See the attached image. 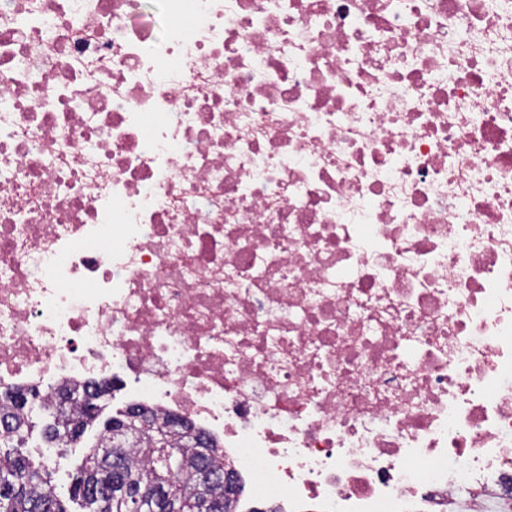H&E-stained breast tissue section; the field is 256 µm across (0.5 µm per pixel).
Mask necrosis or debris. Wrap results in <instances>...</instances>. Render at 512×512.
<instances>
[{"instance_id": "4bbe7bcc", "label": "necrosis or debris", "mask_w": 512, "mask_h": 512, "mask_svg": "<svg viewBox=\"0 0 512 512\" xmlns=\"http://www.w3.org/2000/svg\"><path fill=\"white\" fill-rule=\"evenodd\" d=\"M103 383L280 512H512V0H0V393Z\"/></svg>"}]
</instances>
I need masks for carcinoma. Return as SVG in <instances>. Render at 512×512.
I'll return each instance as SVG.
<instances>
[{
	"mask_svg": "<svg viewBox=\"0 0 512 512\" xmlns=\"http://www.w3.org/2000/svg\"><path fill=\"white\" fill-rule=\"evenodd\" d=\"M1 420L8 422V432L0 434V476L6 474L12 482L6 491H0V512H69L56 493L52 473L35 464L25 452L35 422L31 411L21 403V395L0 398ZM95 421V415L76 407L68 422L46 428L44 435L51 442L70 443ZM171 445L181 459L180 467L171 472L163 461L147 455L145 450H129L128 442L118 445L123 465L116 469L111 459L98 454L99 445H94L75 468L70 501L85 512H138L142 501L153 503L151 512H203L210 499L221 505L222 512H234L235 504L224 496L221 484L205 487L184 481L201 463L192 440L177 432ZM158 473L168 476L176 494L162 499L150 494L153 477Z\"/></svg>",
	"mask_w": 512,
	"mask_h": 512,
	"instance_id": "carcinoma-1",
	"label": "carcinoma"
}]
</instances>
